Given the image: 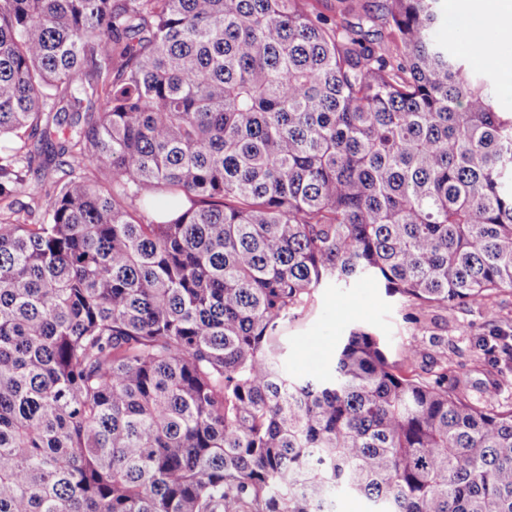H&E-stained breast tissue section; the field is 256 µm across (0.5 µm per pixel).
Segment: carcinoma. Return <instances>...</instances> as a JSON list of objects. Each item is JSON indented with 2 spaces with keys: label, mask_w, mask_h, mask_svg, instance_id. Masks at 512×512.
<instances>
[{
  "label": "carcinoma",
  "mask_w": 512,
  "mask_h": 512,
  "mask_svg": "<svg viewBox=\"0 0 512 512\" xmlns=\"http://www.w3.org/2000/svg\"><path fill=\"white\" fill-rule=\"evenodd\" d=\"M0 0V512H512V400L353 328L512 291V113L438 0ZM54 173L21 207L32 174Z\"/></svg>",
  "instance_id": "1"
}]
</instances>
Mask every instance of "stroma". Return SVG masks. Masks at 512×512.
Segmentation results:
<instances>
[{"label": "stroma", "instance_id": "obj_1", "mask_svg": "<svg viewBox=\"0 0 512 512\" xmlns=\"http://www.w3.org/2000/svg\"><path fill=\"white\" fill-rule=\"evenodd\" d=\"M412 312L405 298L387 295L366 281L348 288L328 285L312 306L282 328L283 365L297 377L328 375L337 343L359 325L381 336L394 359L423 337L419 364L446 362L460 376L469 399L480 398L494 384L502 396L512 397V359L499 351H481L487 337H512V292L499 293L490 304L435 308L417 320Z\"/></svg>", "mask_w": 512, "mask_h": 512}]
</instances>
